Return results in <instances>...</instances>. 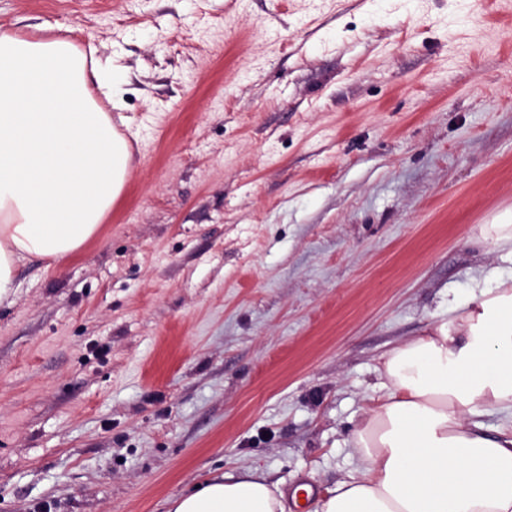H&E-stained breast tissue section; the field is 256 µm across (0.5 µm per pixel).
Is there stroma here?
<instances>
[{
	"label": "stroma",
	"instance_id": "stroma-1",
	"mask_svg": "<svg viewBox=\"0 0 512 512\" xmlns=\"http://www.w3.org/2000/svg\"><path fill=\"white\" fill-rule=\"evenodd\" d=\"M126 81L98 233L0 306V512L352 474L387 353L501 266L512 0H0ZM480 237L489 252L499 253L512 263V208L494 214L489 223L482 225Z\"/></svg>",
	"mask_w": 512,
	"mask_h": 512
}]
</instances>
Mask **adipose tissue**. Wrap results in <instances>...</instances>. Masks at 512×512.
Segmentation results:
<instances>
[{"instance_id": "adipose-tissue-1", "label": "adipose tissue", "mask_w": 512, "mask_h": 512, "mask_svg": "<svg viewBox=\"0 0 512 512\" xmlns=\"http://www.w3.org/2000/svg\"><path fill=\"white\" fill-rule=\"evenodd\" d=\"M97 52L0 31V304L22 262L76 253L124 189L134 157L96 100L122 108L124 90ZM383 367L388 392L353 433L356 470L312 512H512V273L490 270L477 296ZM168 512L286 509L250 471L175 497Z\"/></svg>"}]
</instances>
